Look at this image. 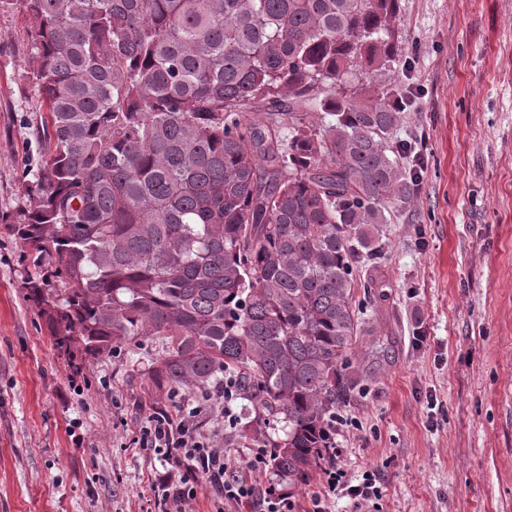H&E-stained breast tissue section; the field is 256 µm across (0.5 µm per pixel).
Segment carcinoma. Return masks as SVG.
Returning <instances> with one entry per match:
<instances>
[{
	"mask_svg": "<svg viewBox=\"0 0 512 512\" xmlns=\"http://www.w3.org/2000/svg\"><path fill=\"white\" fill-rule=\"evenodd\" d=\"M49 147L7 228L74 367L135 336L157 387L232 377L293 495L329 461L369 331L354 265L414 192L399 0H13ZM311 110L334 117L306 121Z\"/></svg>",
	"mask_w": 512,
	"mask_h": 512,
	"instance_id": "obj_1",
	"label": "carcinoma"
}]
</instances>
